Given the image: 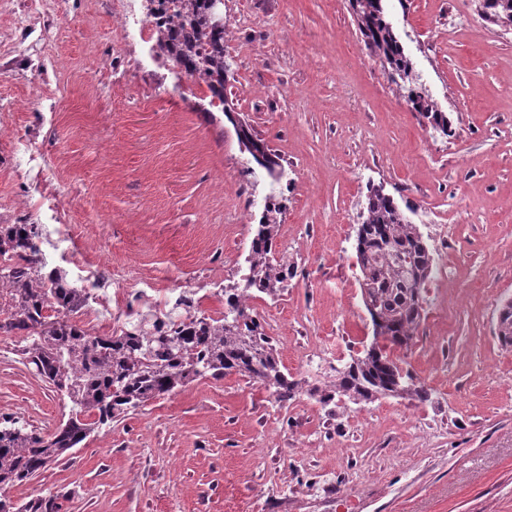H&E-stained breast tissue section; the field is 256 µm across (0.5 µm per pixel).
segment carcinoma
Wrapping results in <instances>:
<instances>
[{
  "mask_svg": "<svg viewBox=\"0 0 512 512\" xmlns=\"http://www.w3.org/2000/svg\"><path fill=\"white\" fill-rule=\"evenodd\" d=\"M365 43L383 62L389 79L407 91V101L432 126L448 134V115L430 97L417 92L413 62L384 17L382 0H349ZM487 13L512 20V0H484ZM224 0H180L172 14L161 50L188 76L210 82L214 95L224 97L230 71L224 55ZM238 139L256 164L271 176L279 162L267 144L241 119ZM286 206L265 207L247 258V289L275 297L288 288V262L277 257L275 235ZM357 232L356 259L361 292L373 326L383 343L365 352L339 372L325 389L307 390L327 403L338 393L368 401L378 396L430 400L429 390L414 382L391 358L407 348L426 317L423 296L434 273L430 250L417 225L381 188L367 196ZM43 232L20 220L0 224V255L17 262L0 268V287L16 292V304L0 316V334L20 338L26 366L66 395L68 419L51 433L38 432L20 419L0 421V488L29 481L51 462L62 458L96 429L122 418L149 401L173 393L204 377L240 374L264 384L279 403L302 393L300 381L288 377L272 337L245 304L241 286L224 288V313L213 317L185 300L186 312L170 311L143 317L119 335L96 336L77 321L88 301V289L67 281L56 269L39 274ZM496 337L512 346V303L499 312ZM51 497L15 508L1 498L0 512H59Z\"/></svg>",
  "mask_w": 512,
  "mask_h": 512,
  "instance_id": "1",
  "label": "carcinoma"
}]
</instances>
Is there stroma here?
Instances as JSON below:
<instances>
[{
	"label": "stroma",
	"instance_id": "stroma-1",
	"mask_svg": "<svg viewBox=\"0 0 512 512\" xmlns=\"http://www.w3.org/2000/svg\"><path fill=\"white\" fill-rule=\"evenodd\" d=\"M28 0L0 6V207L66 250L49 268L77 287L115 266L111 299L196 293L219 316L240 282L270 192L286 198L276 249L293 269L278 298L250 307L275 322L279 359L303 394L282 405L230 374L200 378L97 429L70 455L1 492L62 512H512V347L496 337L512 299V26L482 0H387L425 91L450 123L434 130L367 49L348 0H224L228 105L275 153L283 175L248 173L223 113L139 68L113 69L125 43L101 0H54L31 41H13ZM264 22L256 32L239 14ZM28 58L50 71L28 95ZM63 69H56L55 58ZM410 211L435 266L427 317L399 365L432 399L355 403L311 396L372 342L356 239L370 187ZM66 396L0 334V417L50 433Z\"/></svg>",
	"mask_w": 512,
	"mask_h": 512
}]
</instances>
